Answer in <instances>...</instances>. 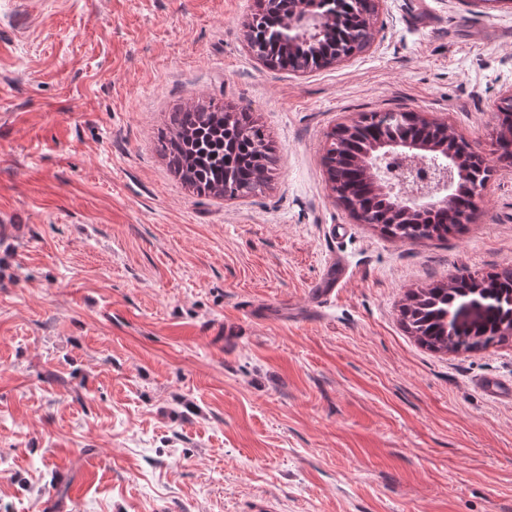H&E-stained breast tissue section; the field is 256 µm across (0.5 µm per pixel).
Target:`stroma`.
<instances>
[{"mask_svg": "<svg viewBox=\"0 0 512 512\" xmlns=\"http://www.w3.org/2000/svg\"><path fill=\"white\" fill-rule=\"evenodd\" d=\"M256 11L49 0L0 24V512H512V401L480 387L512 386V337L434 352L401 322L409 292L512 265V0H378L365 50L304 73L252 55ZM192 102L263 126L262 192L174 172L160 138ZM388 110L483 158L461 234L401 241L337 200L331 133ZM500 130L497 136V147L499 158L502 160H512V99L506 100L501 108ZM507 142L509 147L503 146L501 143Z\"/></svg>", "mask_w": 512, "mask_h": 512, "instance_id": "obj_1", "label": "stroma"}]
</instances>
